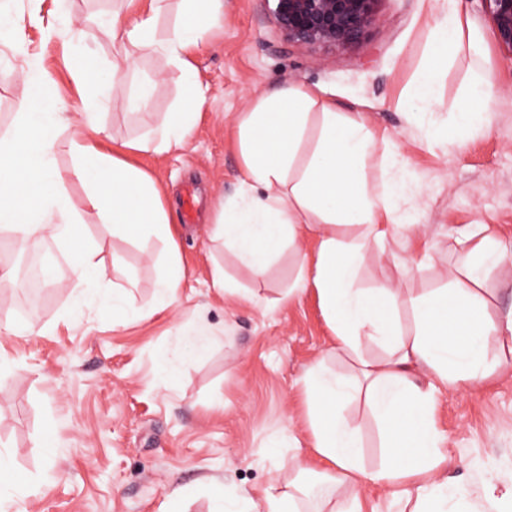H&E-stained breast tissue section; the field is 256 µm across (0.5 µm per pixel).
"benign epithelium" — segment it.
<instances>
[{"instance_id": "7a95c632", "label": "benign epithelium", "mask_w": 512, "mask_h": 512, "mask_svg": "<svg viewBox=\"0 0 512 512\" xmlns=\"http://www.w3.org/2000/svg\"><path fill=\"white\" fill-rule=\"evenodd\" d=\"M284 41L346 46L361 40L378 0H274ZM498 43L512 52V0H488Z\"/></svg>"}]
</instances>
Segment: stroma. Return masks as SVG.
I'll use <instances>...</instances> for the list:
<instances>
[{
    "label": "stroma",
    "mask_w": 512,
    "mask_h": 512,
    "mask_svg": "<svg viewBox=\"0 0 512 512\" xmlns=\"http://www.w3.org/2000/svg\"><path fill=\"white\" fill-rule=\"evenodd\" d=\"M457 6L483 38L494 120L446 153L429 148L413 114L433 0H379L364 40L336 48L286 43L274 0H224L220 27L192 57L205 99L188 145L163 155L130 154L164 189L184 266L177 302L148 320L113 327L111 315L96 304L73 307L67 288L29 297L12 234L0 230V271L7 274L0 280V356L16 365L0 377V448L39 486L24 501L25 512H160L173 488L206 478L229 490L259 492L291 479L289 458L311 457L299 379L321 359L341 376L352 374L354 362L334 352L316 295H289L299 272L292 250H284L259 280L207 234L215 197L238 189L237 118L263 93L301 85L337 111L364 112L386 138L378 152L395 151L412 173L413 220L421 232L403 247H373L360 265L361 287L385 280L410 290L442 286L456 228L487 224L512 238V53L496 41L487 0H458ZM123 7L122 0H70L72 26L85 32L88 63L109 66L113 53L93 17ZM30 9L31 0H13L11 13L24 39L0 46V67L34 59L50 72L58 95L77 100V77L62 40L44 41L29 23ZM468 63L458 57L437 76L441 129L451 126L449 112ZM136 66L152 80L151 108L139 112L119 102L102 109L113 149L160 124L183 97L181 72L166 54L137 57ZM82 234L97 239L106 281L122 285L134 277L133 303L149 304L162 243L103 237L92 225ZM399 256L412 273L396 266ZM216 264L241 295L212 288ZM25 313L42 333L6 332L7 320ZM199 316L215 329L216 343L187 363L179 378L166 379L165 359L180 353L183 331ZM487 355L499 360L497 371L483 383L439 393L435 411L449 474L466 476L474 486L478 463L495 464L501 480L512 479V356H501L492 341ZM289 430L299 448L271 456L269 440Z\"/></svg>",
    "instance_id": "stroma-1"
}]
</instances>
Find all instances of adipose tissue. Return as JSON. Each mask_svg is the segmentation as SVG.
<instances>
[{
  "mask_svg": "<svg viewBox=\"0 0 512 512\" xmlns=\"http://www.w3.org/2000/svg\"><path fill=\"white\" fill-rule=\"evenodd\" d=\"M221 2L180 0L179 18L163 32L158 29L162 0H145L140 10L98 20L99 30L119 51L108 69L80 82L79 112L67 111L51 94L52 77L34 61L21 68L38 92L16 104L11 128L0 136V227L20 245L49 235L67 264L66 277L53 278V285H67L78 304L97 299L116 326L148 319L176 303L183 269L162 190L148 171L104 148L97 108L124 101L149 109V86L128 91L132 55L165 53L182 73L186 96L135 147L158 154L183 148L200 104L188 54L217 25ZM475 41V32L450 0H443L416 77V115L434 146L449 145L434 120L441 106L437 74L459 56L470 59L469 78L454 123L472 134L492 123L491 79L482 60L471 54ZM237 130L240 190L214 201L211 239L223 241L225 250L260 278L282 249L304 235L315 237V257L300 269V287L317 295L337 349L360 362L357 374L348 378L337 377L321 360L302 377L311 446L324 470L293 460V478L269 485L259 496L211 485L210 512H361L359 502L337 503L336 490L363 480L393 489L410 512H497L512 504V485L500 487L497 478L485 479L476 493L465 478L445 476L446 458L434 427L440 390L478 384L494 372L483 347L486 339L512 354V309L488 314L481 293L491 269L512 254V239L485 224L458 230L444 288L406 293L389 281L370 290L358 287L364 255L372 246L402 238L411 226L410 211L396 206L409 193L408 169L389 154L382 158L379 180L371 181L374 129L362 113L336 111L303 86L257 98L241 112ZM63 145L70 156L64 169L58 164ZM75 181L85 190L81 207L68 192ZM90 216L100 235L167 243L151 304L134 306L123 289L109 287L96 240L77 237ZM404 307L413 317L407 328L399 319ZM366 343L380 346L384 357L362 359ZM360 398L383 432L385 460L371 472L363 464L359 426L344 414Z\"/></svg>",
  "mask_w": 512,
  "mask_h": 512,
  "instance_id": "ef3b65f1",
  "label": "adipose tissue"
}]
</instances>
